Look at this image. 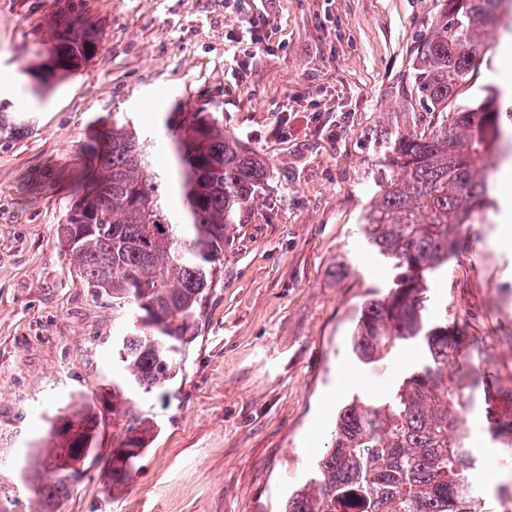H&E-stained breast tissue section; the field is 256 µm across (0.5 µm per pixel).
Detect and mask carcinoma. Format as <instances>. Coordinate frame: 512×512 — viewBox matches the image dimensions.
<instances>
[{
	"label": "carcinoma",
	"mask_w": 512,
	"mask_h": 512,
	"mask_svg": "<svg viewBox=\"0 0 512 512\" xmlns=\"http://www.w3.org/2000/svg\"><path fill=\"white\" fill-rule=\"evenodd\" d=\"M507 11L504 0H448L416 49L414 90L428 123L372 138L376 191L362 220L368 243L399 273L394 287L362 309L352 351L381 370L401 343L420 336L424 361L384 402L355 398L340 408L331 447L284 512H485L467 478L475 458L466 423L479 387L487 431L512 453V389L489 379L491 346L446 320H423L431 275L490 203L502 114L512 116V108L503 110L501 92L489 85L468 104L458 99L486 54L485 18L501 20ZM81 12L73 4L55 24L48 59L24 71L26 93L41 95L93 56L98 36L81 25ZM24 128L0 107V136ZM165 129V163L129 124L90 131L82 152L89 184L59 225L80 278L139 322L122 338L112 382V450L103 458L110 471L103 494L112 499L126 493L157 432L152 418L132 410L128 392L151 393L182 371V353L219 282L224 241L266 177L254 152L224 133L212 112H171ZM103 423L102 412L82 405L52 424L34 454L53 472L35 488L43 512L70 489L68 456L82 438L99 437Z\"/></svg>",
	"instance_id": "1"
}]
</instances>
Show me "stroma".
<instances>
[{"label": "stroma", "mask_w": 512, "mask_h": 512, "mask_svg": "<svg viewBox=\"0 0 512 512\" xmlns=\"http://www.w3.org/2000/svg\"><path fill=\"white\" fill-rule=\"evenodd\" d=\"M68 3L0 0V102L29 125L0 144V512H40L25 480L33 445L76 402L108 400L115 341L133 324L81 282L57 236L88 130L126 117L160 137L167 113L202 108L267 177L224 245L223 279L181 373L131 396L159 430L127 492L104 498L95 466L54 512H281L330 446L338 406L385 400L422 360L410 340L378 374L351 336L396 275L361 224L375 191L369 134L420 125L415 49L441 0H273L269 48L250 60L236 39L251 0H84L94 56L30 99L23 72L54 45L49 20ZM503 224L496 201L467 226L459 254L430 279L423 319L486 338L507 387ZM348 369L362 384L343 383ZM467 425L469 481L499 512L502 451L482 407Z\"/></svg>", "instance_id": "obj_1"}]
</instances>
